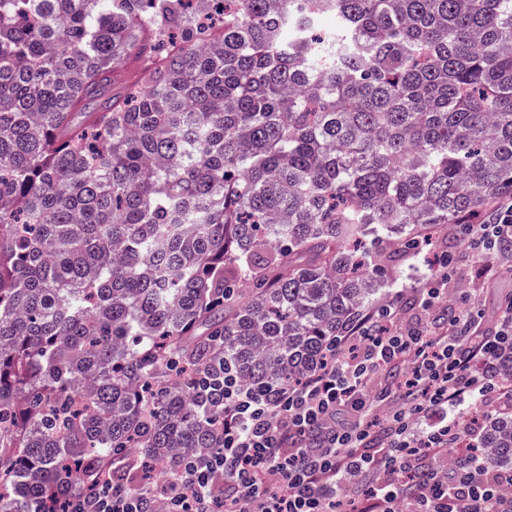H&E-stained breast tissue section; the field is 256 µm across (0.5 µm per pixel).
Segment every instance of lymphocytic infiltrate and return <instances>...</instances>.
I'll return each instance as SVG.
<instances>
[{"instance_id": "obj_1", "label": "lymphocytic infiltrate", "mask_w": 512, "mask_h": 512, "mask_svg": "<svg viewBox=\"0 0 512 512\" xmlns=\"http://www.w3.org/2000/svg\"><path fill=\"white\" fill-rule=\"evenodd\" d=\"M466 230L484 274L498 275L485 248L512 241V195ZM337 347L302 386L269 395L225 376L224 446L168 485L169 512H352L359 496L371 512H512V473L462 451L463 422L443 416L493 393L512 398L493 373L495 354L512 351L511 304L491 328L452 314L425 330L372 310ZM419 415L441 421L418 432ZM450 452L455 467L437 470ZM155 499L152 482L133 492L105 473L65 509L153 512Z\"/></svg>"}]
</instances>
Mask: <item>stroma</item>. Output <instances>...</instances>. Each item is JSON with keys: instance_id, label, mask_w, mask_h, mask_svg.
Returning <instances> with one entry per match:
<instances>
[{"instance_id": "35a3bbf8", "label": "stroma", "mask_w": 512, "mask_h": 512, "mask_svg": "<svg viewBox=\"0 0 512 512\" xmlns=\"http://www.w3.org/2000/svg\"><path fill=\"white\" fill-rule=\"evenodd\" d=\"M438 250L456 254L457 274L446 285L439 306L424 309L419 294L433 277L431 265L423 256L411 259L388 250L384 265L387 269L385 286L379 296L381 302L397 308L403 322L411 325H429L451 312L477 314L484 326H495L504 301L512 297V252L494 253L493 259L501 268L498 277L489 279L479 274L471 257L470 243L455 225H447L436 234Z\"/></svg>"}]
</instances>
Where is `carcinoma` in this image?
Instances as JSON below:
<instances>
[{
    "label": "carcinoma",
    "mask_w": 512,
    "mask_h": 512,
    "mask_svg": "<svg viewBox=\"0 0 512 512\" xmlns=\"http://www.w3.org/2000/svg\"><path fill=\"white\" fill-rule=\"evenodd\" d=\"M209 2L0 0V512L181 478L225 371L298 386L374 305L350 243L512 194V0Z\"/></svg>",
    "instance_id": "1"
}]
</instances>
